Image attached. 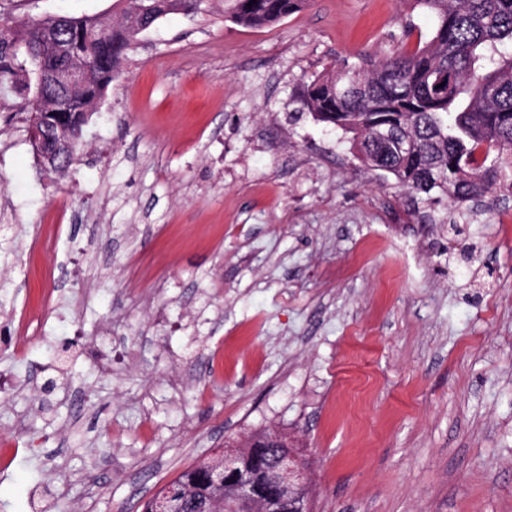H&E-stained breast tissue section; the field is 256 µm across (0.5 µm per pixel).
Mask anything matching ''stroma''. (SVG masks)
<instances>
[{
  "mask_svg": "<svg viewBox=\"0 0 512 512\" xmlns=\"http://www.w3.org/2000/svg\"><path fill=\"white\" fill-rule=\"evenodd\" d=\"M230 4L144 32L64 174L0 100V512H142L264 432L294 439L314 512H512V165L466 215L296 113L431 16L311 0L252 29ZM120 11L0 0V21Z\"/></svg>",
  "mask_w": 512,
  "mask_h": 512,
  "instance_id": "stroma-1",
  "label": "stroma"
}]
</instances>
